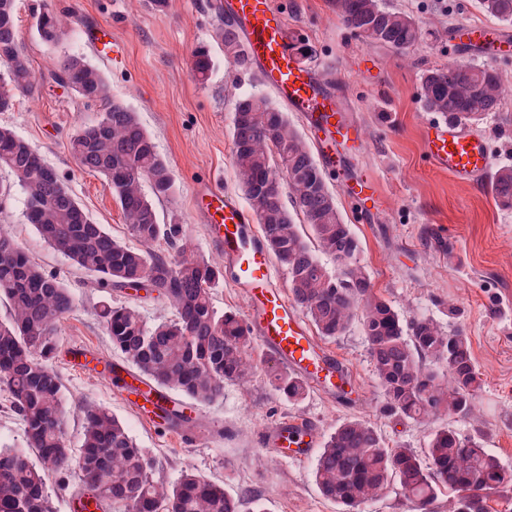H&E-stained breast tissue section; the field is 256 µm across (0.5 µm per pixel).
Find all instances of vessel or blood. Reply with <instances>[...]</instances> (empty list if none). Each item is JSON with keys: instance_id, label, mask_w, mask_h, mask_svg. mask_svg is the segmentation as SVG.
Wrapping results in <instances>:
<instances>
[{"instance_id": "obj_1", "label": "vessel or blood", "mask_w": 512, "mask_h": 512, "mask_svg": "<svg viewBox=\"0 0 512 512\" xmlns=\"http://www.w3.org/2000/svg\"><path fill=\"white\" fill-rule=\"evenodd\" d=\"M229 18L263 80L291 111L304 115L319 130L317 146L323 163L332 170L341 168L345 151L361 148L363 141L356 129L344 122L335 95L319 73L294 57L284 12L273 0H231ZM460 36L481 44L490 60L512 50V36L483 25H462ZM423 146L438 168L461 181L483 177L491 164L482 139L447 124L429 126ZM199 203L211 220L212 243L223 249L225 262L236 273V286L247 305V323L258 333L264 350L317 390L335 388L344 370L310 334L274 278L271 255L256 229L254 211L213 188L201 193ZM101 375L125 393L143 420L157 422L161 408L172 404L128 367L106 365ZM300 427L297 421L281 424L268 437V445L280 455L305 458L315 435L310 432L294 439L292 433Z\"/></svg>"}]
</instances>
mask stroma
Segmentation results:
<instances>
[{
  "label": "stroma",
  "mask_w": 512,
  "mask_h": 512,
  "mask_svg": "<svg viewBox=\"0 0 512 512\" xmlns=\"http://www.w3.org/2000/svg\"><path fill=\"white\" fill-rule=\"evenodd\" d=\"M274 2L285 11L295 36L311 46L310 63L319 66L349 124L363 137V148L348 153L344 168L328 179L342 216L362 243L359 261L370 273L372 288L404 319L426 315L446 332L468 336L484 381L477 408L468 418L437 415L424 423L385 417L383 389L355 323L345 335L321 342L347 370L343 392L312 389L300 403H288L268 383L265 368L275 360L267 355L264 368L242 382L225 384L223 398L198 406L191 437L153 427L118 388L98 374L72 368L79 350L99 359L118 360L122 354L96 314L102 292L27 223L26 195L16 187L0 201V224L35 262L64 279L76 297L75 311L58 329L61 350L53 361L68 402L71 447L82 442V404L104 406L144 449L154 481L170 484L182 471L193 470L223 481L240 498L241 512H251L256 504L265 512H341L319 492L314 458L294 462L264 446L268 426L289 417L308 418L324 436L344 420L363 418L390 443L419 451L432 431L450 426L479 438L512 469V210L496 206L487 179L458 181L426 157L423 137L431 115L418 101L426 70L451 61L481 62L480 52L460 44L455 28L491 26L494 18L476 0H385L413 14L425 31L424 47L404 55L366 45L339 18L335 0ZM46 8L73 14L71 31L54 46L43 43L33 27L35 15ZM17 18L31 66L45 82L38 96L0 112V126L11 127L42 152L95 223L129 240L103 177L79 169L68 150L70 135L96 121L99 108L47 80L56 55L83 54L105 73L113 97L137 113L171 165L176 191L156 202L160 222L181 225L199 253L223 259L209 239L195 197L209 186L245 204L233 166V103L242 93L269 96L273 90L257 72L240 73L225 63L213 40L222 17L208 8L207 0H169L163 12L154 9L152 0H17ZM99 26L111 30L119 57L86 41V30ZM201 45L209 47L214 60L203 85L189 73L191 52ZM474 134L489 144L493 164L512 162V95ZM347 179L375 183L377 208L359 212L343 189Z\"/></svg>",
  "instance_id": "1"
}]
</instances>
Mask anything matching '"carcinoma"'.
<instances>
[{"instance_id": "obj_1", "label": "carcinoma", "mask_w": 512, "mask_h": 512, "mask_svg": "<svg viewBox=\"0 0 512 512\" xmlns=\"http://www.w3.org/2000/svg\"><path fill=\"white\" fill-rule=\"evenodd\" d=\"M16 0H0V112L34 96L44 78L36 76L19 39ZM498 21L512 23V0H478ZM342 21L370 45L400 54L424 41L419 20L383 0H336ZM67 20L51 10L35 18L39 38L57 44ZM215 39L224 59L245 73L252 67L246 47L229 20ZM214 66L210 50L192 52L191 77L205 83ZM52 82H67L85 104L102 107L99 119L79 126L69 139L76 164L102 175L119 204L134 245L117 240L94 223L42 153L12 129L0 126V170L13 181L0 183V196L16 185L26 193L25 218L44 242L64 253L98 288L146 285L169 304L174 318L150 324L137 306L102 301L99 316L112 346L157 387L210 403L224 396V384L251 375L254 336L232 311L214 309L211 291L224 281V263L196 252L179 224L159 222L153 200L171 196L176 181L136 113L112 97L104 73L85 56L57 55ZM505 88L498 71L485 63L459 62L427 70L419 101L452 126L470 129L499 111ZM233 162L238 186L256 211L266 245L288 270V290L319 336L344 335L360 317L374 371L383 388V411L409 420L444 414L466 417L476 407L481 374L469 340L449 334L437 321H405L376 294L365 266L329 272L318 254L340 261L356 257L362 243L344 222L334 192L312 149L288 113L269 97L240 94L233 104ZM285 175L291 204L280 184ZM150 192H145V189ZM499 205L512 209V163L491 174ZM166 239L168 249L155 244ZM12 308L0 322V384L10 391L24 423L25 445L0 448V512H53L46 477L75 468L80 485L73 494L84 512H239V500L221 481L192 470L164 485L151 476L152 464L127 427L108 409L82 408L83 442L74 452L67 439V402L52 367L57 330L75 309L68 285L33 262L8 232L0 229V299ZM442 365L425 368L423 361ZM272 389L292 404L307 395V382L294 373L267 371ZM321 494L341 512H358L390 484L397 483L416 512H429L438 491L454 494L451 512H488L490 494L512 485V470L479 439L454 429L432 432L423 452L389 445L366 420H346L329 433L315 463Z\"/></svg>"}]
</instances>
